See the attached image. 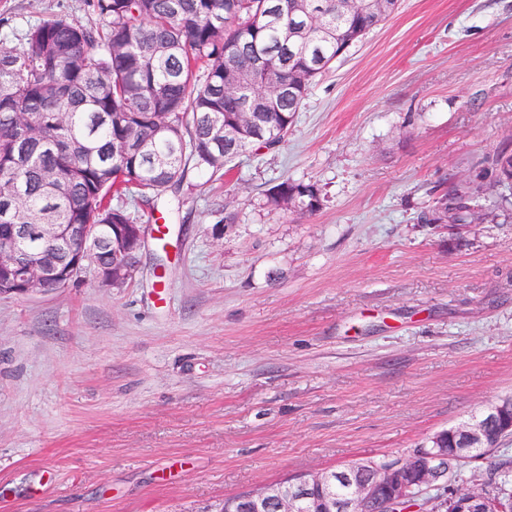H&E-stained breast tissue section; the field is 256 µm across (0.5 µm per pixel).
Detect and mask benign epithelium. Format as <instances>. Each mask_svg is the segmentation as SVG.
<instances>
[{
    "instance_id": "7a95c632",
    "label": "benign epithelium",
    "mask_w": 512,
    "mask_h": 512,
    "mask_svg": "<svg viewBox=\"0 0 512 512\" xmlns=\"http://www.w3.org/2000/svg\"><path fill=\"white\" fill-rule=\"evenodd\" d=\"M97 224H78L73 235L83 249L70 263L59 262L46 250L22 255L0 254V296L29 295L63 288L75 281L91 265V254L100 241ZM149 228L118 224L107 240L112 253L108 266H94L98 282L109 288H122L128 278L125 269L138 265V251ZM453 447L443 446L442 433L430 438L425 447L384 462H357L337 470L301 473L276 487L246 491L224 500V512H299L305 500L315 502L319 512H368L369 507L388 504L407 495H417L437 505L432 512H496L491 500L473 489L448 488L454 471L448 461L464 462L472 455L470 443L500 441L512 434V397L492 404L484 417L446 429ZM339 479L352 485V493L336 498Z\"/></svg>"
}]
</instances>
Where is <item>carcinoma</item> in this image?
<instances>
[{"instance_id":"1","label":"carcinoma","mask_w":512,"mask_h":512,"mask_svg":"<svg viewBox=\"0 0 512 512\" xmlns=\"http://www.w3.org/2000/svg\"><path fill=\"white\" fill-rule=\"evenodd\" d=\"M88 0L100 30L66 15L30 25L21 48L0 47V238L22 250L61 251L13 224H134L112 198L178 194L190 174L220 176L255 147L286 141L312 84L336 57L391 16L357 0ZM285 92L275 91L259 58ZM243 77L235 95L224 92ZM264 102L252 137L214 150L213 131L241 106ZM267 200L308 212L319 189L285 180ZM481 219L477 199H434L428 224ZM486 494L512 512V468H497Z\"/></svg>"}]
</instances>
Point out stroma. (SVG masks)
<instances>
[{
  "mask_svg": "<svg viewBox=\"0 0 512 512\" xmlns=\"http://www.w3.org/2000/svg\"><path fill=\"white\" fill-rule=\"evenodd\" d=\"M85 0H0V46ZM512 0H400L292 135L156 207L127 287L0 297V512H220L512 395ZM315 184L313 213L268 205ZM496 220L428 224L443 192ZM233 223H223L224 214ZM267 200L274 208L285 210H288L289 201L298 202V207L308 212L318 210L321 205L319 189L315 184L290 182L288 179L273 186L267 193Z\"/></svg>",
  "mask_w": 512,
  "mask_h": 512,
  "instance_id": "obj_1",
  "label": "stroma"
}]
</instances>
